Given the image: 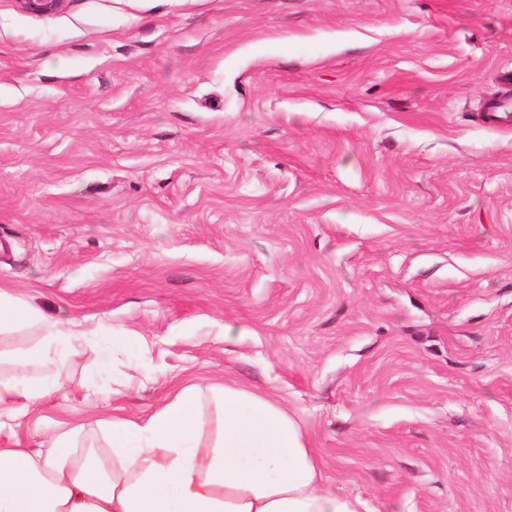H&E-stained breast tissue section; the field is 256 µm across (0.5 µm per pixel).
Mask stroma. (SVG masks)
Here are the masks:
<instances>
[{"label":"stroma","mask_w":512,"mask_h":512,"mask_svg":"<svg viewBox=\"0 0 512 512\" xmlns=\"http://www.w3.org/2000/svg\"><path fill=\"white\" fill-rule=\"evenodd\" d=\"M507 71L512 0H0V287L83 334L40 416L233 382L362 512H512ZM507 94L508 91L505 93V96L484 103L480 118L485 126L489 128H499L503 125H508L510 127L509 124L505 123L508 121L509 115L505 118L500 115L501 112H507Z\"/></svg>","instance_id":"stroma-1"}]
</instances>
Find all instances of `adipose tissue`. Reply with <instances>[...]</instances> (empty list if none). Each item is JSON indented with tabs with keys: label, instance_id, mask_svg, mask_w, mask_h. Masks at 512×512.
<instances>
[{
	"label": "adipose tissue",
	"instance_id": "ef3b65f1",
	"mask_svg": "<svg viewBox=\"0 0 512 512\" xmlns=\"http://www.w3.org/2000/svg\"><path fill=\"white\" fill-rule=\"evenodd\" d=\"M71 319L48 317L0 289V335L38 327L19 353L25 366L0 379V512H361L331 490L295 421L271 398L227 385L214 409L186 386L145 418L100 419L107 450L77 456L70 433L23 447L21 419L65 388L61 354L77 338ZM43 368L40 376L29 375Z\"/></svg>",
	"mask_w": 512,
	"mask_h": 512
}]
</instances>
